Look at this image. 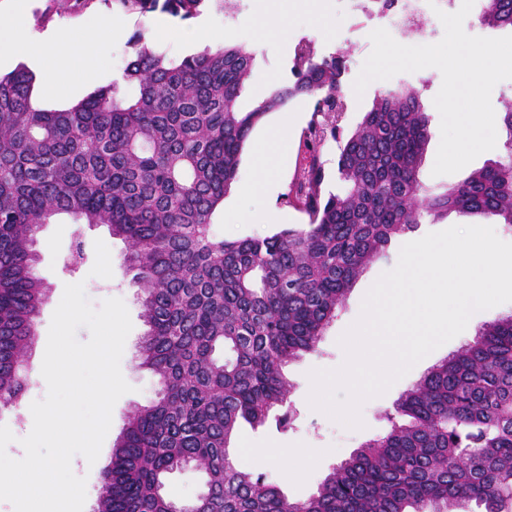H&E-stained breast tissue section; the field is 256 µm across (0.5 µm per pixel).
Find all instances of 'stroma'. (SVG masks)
<instances>
[{
  "instance_id": "1",
  "label": "stroma",
  "mask_w": 512,
  "mask_h": 512,
  "mask_svg": "<svg viewBox=\"0 0 512 512\" xmlns=\"http://www.w3.org/2000/svg\"><path fill=\"white\" fill-rule=\"evenodd\" d=\"M258 2L238 0L234 12L228 14L224 11L222 0H205L199 11L200 17L206 18L209 23L212 47L245 44L258 52L248 90L241 100L243 108L253 107L275 87L294 82L293 50L300 40L306 39L312 41L318 56L337 54L345 60L346 69L341 78V87L348 110L340 122L341 134H348L357 126L364 112L371 109L377 94L401 84L418 92L429 116L430 142L420 167V180L425 187L436 192L444 191L447 186L467 177L470 171L504 159L506 135L504 129L500 128L496 131L495 148L480 154L467 168L449 175H433L432 169L441 139L440 115L433 104L442 84V75L437 69L400 73L380 84L369 85L363 96H356L353 83L372 50L369 35L374 29L382 27L383 22L379 18L357 12L355 0H327L325 19L321 22L316 19L312 0H275L273 8L284 14L288 31L263 37L257 34L253 23ZM0 15L14 26L27 28L34 34L49 29L73 32L96 29L100 32L98 38L80 43L68 55V79L64 83L52 84L47 75L48 70L59 69L58 61L53 60L48 66L34 68V96L38 105L47 110L61 109L87 98L118 78L131 53L128 39L135 32H144L149 46L171 60L178 61L199 51L190 36L191 20L159 12L145 16L125 12L113 8L110 0H0ZM115 21L123 24L122 37L110 39L103 36L102 28L111 26ZM313 107L312 98L292 100L279 110L270 112L251 131L242 152L238 184L225 196L222 208L216 209L211 217L213 231L218 237L227 240L261 237L286 227L307 224V215L288 203L287 196L304 177L303 156L306 151V135L314 119ZM286 115L290 116L291 122L276 159L270 187L263 194H241L240 183L253 177L251 155L254 144L263 138L268 125L280 123ZM229 207L248 215V223H225L224 211ZM270 208L280 212L278 223L258 222V215ZM495 223L496 219L492 216L453 212L438 222L422 224L415 232L394 239L388 258L370 264L356 280L336 320L322 336L317 350L304 354L285 367L284 373L292 384L285 404L292 416L290 426L279 427L272 418L257 428L242 424L233 442L234 466L278 485L290 500L308 499L334 465L348 458L363 442L386 430L385 416L393 412L397 399L405 390L413 386L432 366L472 342L481 323L512 314V303H504L472 315L462 333L419 361L384 395L363 404V428H345L325 413L312 409L308 402L311 389L309 372L315 368L331 369L341 365L344 351L338 343L339 337L358 319L364 295L383 272L391 270L404 244L454 225L491 227ZM38 238L40 260L37 274L49 287L50 295L36 324V354L30 372L33 386L23 398L19 412L23 414L24 420L16 422V415L11 413L0 415V423L7 425L15 436L14 442L7 447L10 457H23L24 449L20 440L30 433L33 426L30 406L34 401L44 399L47 394L41 367L51 317L62 298L65 285L83 283L88 300L96 307L109 298L122 299L132 322L120 363L122 374L132 390L116 402L112 423L96 462L87 463L80 455L74 456L72 460L74 474L86 480L85 505L90 508L97 499L102 468L112 457V446L121 434L129 412L155 397L159 380L153 372L138 365V345L146 327L140 316L138 288L124 271L125 242L112 237L106 227L74 224L66 218L45 225ZM77 251L82 252L83 258L76 264L72 256ZM261 448H322L326 454L308 469L306 476L288 479L279 467L258 456L257 451Z\"/></svg>"
}]
</instances>
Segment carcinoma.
<instances>
[{
    "mask_svg": "<svg viewBox=\"0 0 512 512\" xmlns=\"http://www.w3.org/2000/svg\"><path fill=\"white\" fill-rule=\"evenodd\" d=\"M204 0H112L183 20ZM481 24L512 28V0H486ZM122 77L67 108L33 100L24 68L0 74V413L20 407L35 325L49 299L37 234L59 215L105 225L129 246L147 330L139 366L159 377L116 440L93 512H512V315L434 365L386 415V432L342 460L305 501L237 470L240 421L262 425L285 403L283 367L317 349L364 270L391 241L451 212L495 216L512 232V104L507 160L436 193L419 171L429 119L418 93H380L339 142L341 193L322 195L320 142L290 198L303 228L239 241L212 233L253 128L297 97L315 99L332 136L346 112L339 55L294 49L295 81L240 107L256 60L243 44L181 61L129 40ZM194 466L203 492L179 504L163 477ZM475 509H468V505Z\"/></svg>",
    "mask_w": 512,
    "mask_h": 512,
    "instance_id": "obj_1",
    "label": "carcinoma"
}]
</instances>
